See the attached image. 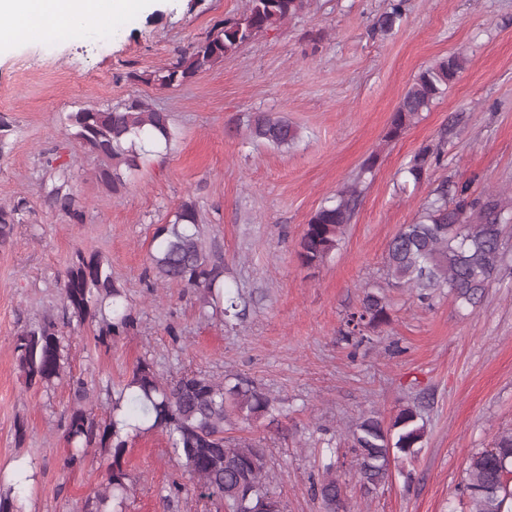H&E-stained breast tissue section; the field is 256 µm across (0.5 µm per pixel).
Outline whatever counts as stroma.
<instances>
[{
  "mask_svg": "<svg viewBox=\"0 0 512 512\" xmlns=\"http://www.w3.org/2000/svg\"><path fill=\"white\" fill-rule=\"evenodd\" d=\"M389 3L306 0L298 16L170 88L149 75L239 16L248 0H164L116 40L77 34L0 52V117L9 124L0 137V206L21 208L0 248V484L16 461L31 465L37 478L21 494L23 512H84L109 455L94 448L65 467L72 382L93 387V413L103 420L109 389L141 360L168 379L186 370L240 375L281 400L277 423L240 421L231 435L265 448L269 488L285 512H323L311 486L331 458L348 512H469L471 456L512 431V229L506 263L475 307L439 293L424 303L391 288L389 324L355 347L341 329L364 289L383 282L389 241L441 182L469 184L476 195L502 189L512 199V0H406L400 27L382 35L372 25ZM451 55L465 60L456 81L386 141L415 76ZM134 97L166 112L178 139L166 158L114 189L92 155L71 147L64 117ZM256 112L288 120L299 142L287 150L252 142L246 127ZM439 143L441 163L420 184L406 183L414 155ZM51 158L68 168L80 218L46 200ZM370 159L372 174L361 176ZM357 178L355 216L336 250L320 267H303L297 251L309 218ZM185 199L195 202L206 240L224 247L226 281L243 298L240 318L224 321L204 312L198 291L145 276L153 235ZM79 251L111 262L134 326L105 348L95 342L96 324L63 325V379L26 388L15 337L43 316L62 318L60 278ZM404 405L426 424L423 446L365 494L349 429L364 412L387 421ZM125 466L137 481L126 512H202L193 493L163 499L176 472L165 432L129 438Z\"/></svg>",
  "mask_w": 512,
  "mask_h": 512,
  "instance_id": "obj_1",
  "label": "stroma"
}]
</instances>
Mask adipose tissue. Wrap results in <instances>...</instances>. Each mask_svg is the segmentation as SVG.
Instances as JSON below:
<instances>
[{"mask_svg":"<svg viewBox=\"0 0 512 512\" xmlns=\"http://www.w3.org/2000/svg\"><path fill=\"white\" fill-rule=\"evenodd\" d=\"M156 0H0V47L54 43L73 30L117 37Z\"/></svg>","mask_w":512,"mask_h":512,"instance_id":"adipose-tissue-1","label":"adipose tissue"}]
</instances>
